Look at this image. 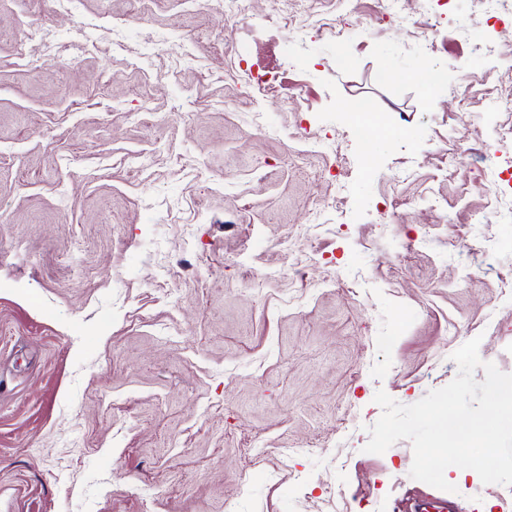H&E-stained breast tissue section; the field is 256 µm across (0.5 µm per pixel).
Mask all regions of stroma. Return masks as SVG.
I'll return each mask as SVG.
<instances>
[{
	"instance_id": "35a3bbf8",
	"label": "stroma",
	"mask_w": 512,
	"mask_h": 512,
	"mask_svg": "<svg viewBox=\"0 0 512 512\" xmlns=\"http://www.w3.org/2000/svg\"><path fill=\"white\" fill-rule=\"evenodd\" d=\"M288 9L336 27L0 0V512H512L474 470L413 479L409 441L364 450L376 392L443 388L472 338L512 373V171L495 215L478 180L512 0Z\"/></svg>"
}]
</instances>
